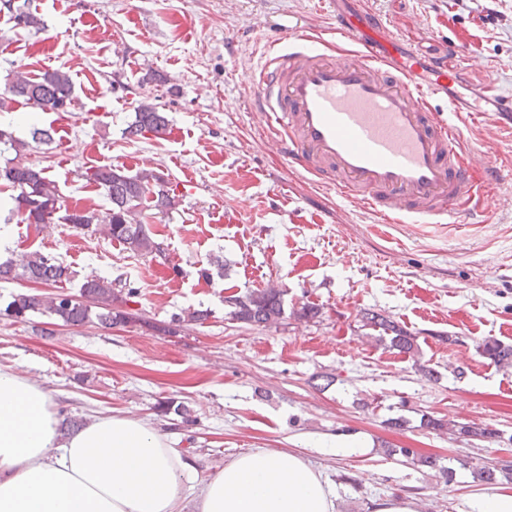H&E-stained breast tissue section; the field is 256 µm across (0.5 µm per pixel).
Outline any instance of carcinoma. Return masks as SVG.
I'll list each match as a JSON object with an SVG mask.
<instances>
[{"label":"carcinoma","instance_id":"carcinoma-1","mask_svg":"<svg viewBox=\"0 0 512 512\" xmlns=\"http://www.w3.org/2000/svg\"><path fill=\"white\" fill-rule=\"evenodd\" d=\"M0 12L8 15L17 28L40 31L44 21L37 10L29 6V0L15 4V0H0ZM13 82L0 87V110L23 100L42 112H70L77 103L75 86L68 72L61 68L47 70L34 76L20 69L13 72ZM169 120L165 113L147 102L140 103L134 120L125 129L130 138L146 133L163 135ZM14 192L15 207L11 212L24 224L40 230L48 224L59 222L75 228L95 226L112 241L122 244L126 250L138 256L157 257L165 252L164 243L152 233L138 216L142 209L167 214L176 209L175 189L169 175L164 172L145 171L129 175L119 165H102L86 172L88 183L97 187L108 199L110 207L97 213L86 206L69 207L61 200L55 184L45 170L21 159L8 160L0 170V180ZM77 271L58 257L33 251L20 260L0 262V282L25 279L29 282L51 285L50 293H18L6 307L8 314L18 320H26L39 314L62 321L69 326H82L98 321L105 327L127 323L134 314L125 310L127 302L138 297V288L121 278L84 281L79 294L63 291V285L75 279ZM230 307L228 319L256 326H270L285 316L283 291L270 287L246 291L224 298ZM321 309L310 303L292 308L290 316L298 321L310 322L318 318ZM363 326L378 332L377 340L389 343L399 354L415 357L418 353L417 338L395 322L377 314L362 315ZM482 356L502 367H512V346L487 339L479 345ZM420 428L429 431L450 432L466 435L480 441L500 438V432L489 426L458 425L454 421L437 419L421 414ZM389 458L402 456L407 462L420 468L435 470L450 482L454 469L439 464L431 455H421L409 448L386 446Z\"/></svg>","mask_w":512,"mask_h":512}]
</instances>
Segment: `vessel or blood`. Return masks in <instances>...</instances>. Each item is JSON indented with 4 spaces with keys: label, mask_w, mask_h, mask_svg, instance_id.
Segmentation results:
<instances>
[{
    "label": "vessel or blood",
    "mask_w": 512,
    "mask_h": 512,
    "mask_svg": "<svg viewBox=\"0 0 512 512\" xmlns=\"http://www.w3.org/2000/svg\"><path fill=\"white\" fill-rule=\"evenodd\" d=\"M317 29L281 19L251 70L253 109L289 166L382 224H448L488 208L512 166L471 152L459 117L493 112L512 129V96L471 81L460 45L407 48L367 0H321Z\"/></svg>",
    "instance_id": "1"
}]
</instances>
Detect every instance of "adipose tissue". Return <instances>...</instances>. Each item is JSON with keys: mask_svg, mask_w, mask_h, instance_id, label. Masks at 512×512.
Instances as JSON below:
<instances>
[{"mask_svg": "<svg viewBox=\"0 0 512 512\" xmlns=\"http://www.w3.org/2000/svg\"><path fill=\"white\" fill-rule=\"evenodd\" d=\"M0 512H336V493L263 448L198 477L164 432L124 415L63 435L50 392L0 368Z\"/></svg>", "mask_w": 512, "mask_h": 512, "instance_id": "adipose-tissue-1", "label": "adipose tissue"}]
</instances>
